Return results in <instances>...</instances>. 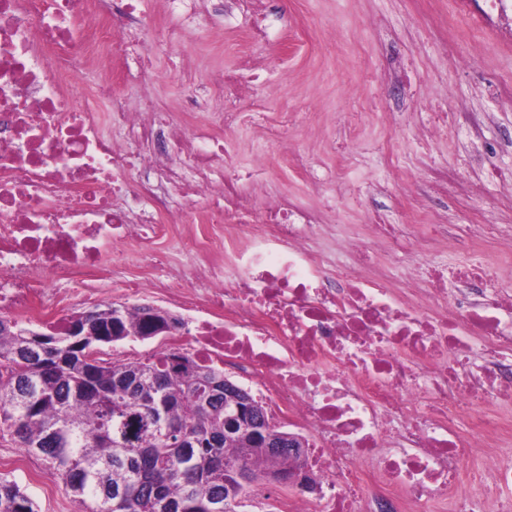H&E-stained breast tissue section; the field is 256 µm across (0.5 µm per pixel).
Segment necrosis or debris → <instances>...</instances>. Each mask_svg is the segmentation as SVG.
<instances>
[{
	"label": "necrosis or debris",
	"mask_w": 512,
	"mask_h": 512,
	"mask_svg": "<svg viewBox=\"0 0 512 512\" xmlns=\"http://www.w3.org/2000/svg\"><path fill=\"white\" fill-rule=\"evenodd\" d=\"M136 13V0H0V311L61 328L70 304L99 305L112 287L177 301L184 326L162 345L236 368L306 449L317 492L294 488L279 512H431L445 496L454 512H484L461 469L473 454L505 494L498 512H512V466L500 458L512 447V293L494 286L512 269L460 264L452 300L441 272L421 279L410 260L389 281L354 240L342 245L352 265L315 257V215L284 199L256 210L224 173L214 129L263 121L260 109L238 111L239 73L219 76L224 109L191 136L151 97L126 108L108 83L75 105L74 73L126 54ZM173 145L185 146L191 176L159 167ZM131 166L142 177L128 183ZM155 175L197 202L196 233H177L179 212L156 223ZM172 233L195 262L194 287L120 276L113 256L126 239ZM230 235L244 242L231 280L212 260ZM369 236L393 254L424 253L448 227L414 239L407 225L373 224Z\"/></svg>",
	"instance_id": "necrosis-or-debris-1"
}]
</instances>
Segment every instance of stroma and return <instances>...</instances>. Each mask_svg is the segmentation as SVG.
<instances>
[{"label":"stroma","instance_id":"obj_1","mask_svg":"<svg viewBox=\"0 0 512 512\" xmlns=\"http://www.w3.org/2000/svg\"><path fill=\"white\" fill-rule=\"evenodd\" d=\"M139 42L112 67L147 69L155 103L194 132L196 117L184 112L191 95L209 110L223 106L214 84L245 58L261 62L259 78L240 102L266 113L297 112L289 147L256 138L246 127L224 131L228 169L257 181L256 208L282 198L320 219L314 252L349 264L336 249L340 237L366 239L365 215L383 224L420 226L416 211L452 225L454 239L435 242L422 269L436 262L457 266L458 242L473 255L512 263V107L495 90L512 87V37L481 36L479 21L457 17L454 0H272L266 22L270 42H249L250 19L225 24L222 15L164 12L162 0H140ZM176 28L177 41L153 42L156 24ZM405 74L407 97L395 100L389 79ZM450 116L448 130L433 132L435 112ZM304 157L294 166L285 149ZM265 166L253 168L255 155ZM481 224H496L500 236L478 237ZM172 253V265L190 277L192 259L164 237L145 245L132 239L124 262L128 275L151 272L149 255ZM8 433H0V474L15 479L39 512H78L72 494Z\"/></svg>","mask_w":512,"mask_h":512}]
</instances>
